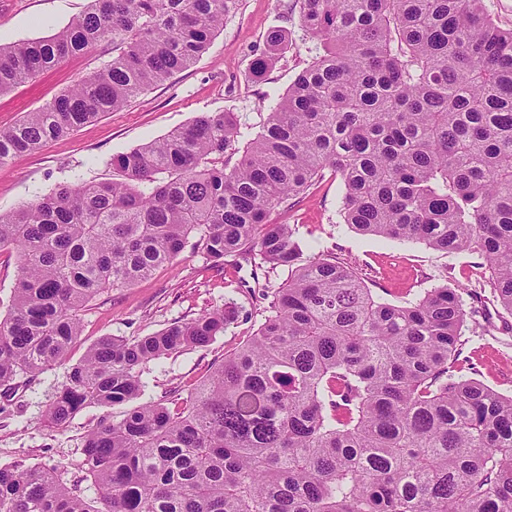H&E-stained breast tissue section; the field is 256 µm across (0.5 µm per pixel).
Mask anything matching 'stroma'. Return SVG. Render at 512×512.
Instances as JSON below:
<instances>
[{"label":"stroma","instance_id":"35a3bbf8","mask_svg":"<svg viewBox=\"0 0 512 512\" xmlns=\"http://www.w3.org/2000/svg\"><path fill=\"white\" fill-rule=\"evenodd\" d=\"M88 5L89 0H0V45L52 36ZM277 27L288 28L292 44L262 79H254L251 62L268 32ZM308 44L295 0H238L194 65L145 91L122 110L82 126L36 154L0 165V211L16 210L60 184L111 180L114 156L160 139L203 112H232L242 124H262L268 106L287 92L305 67ZM111 58V49L87 50L0 95V129L52 101ZM343 192L339 176L326 173L290 206L272 211L270 219L296 225L308 254L331 252L355 263L368 288L385 301L440 284L477 293L482 309L467 317L460 358L477 370L485 384L512 395V315L495 301L482 259L470 252L445 253L417 242L357 234L340 217ZM255 270L251 261L219 269L201 255L183 251L135 286L97 296L82 315L81 334L70 358L78 360L103 336H145L211 307L229 302L244 307L249 318L239 320L209 346L154 365L147 399L185 395L258 327L260 317L249 295ZM65 374V367H55L28 381L12 400L0 399V465L59 469L67 485L78 486L92 499L98 489L81 467L82 444L99 410L82 411L60 430L45 423L54 387Z\"/></svg>","mask_w":512,"mask_h":512}]
</instances>
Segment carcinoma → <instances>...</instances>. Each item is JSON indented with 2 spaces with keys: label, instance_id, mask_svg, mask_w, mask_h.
Masks as SVG:
<instances>
[{
  "label": "carcinoma",
  "instance_id": "cac0c4a2",
  "mask_svg": "<svg viewBox=\"0 0 512 512\" xmlns=\"http://www.w3.org/2000/svg\"><path fill=\"white\" fill-rule=\"evenodd\" d=\"M298 2L310 60L257 128L204 112L113 157L108 182L0 212V251L18 268L0 316L6 391L66 361L97 295L188 245L215 267L256 251L288 272L258 291L257 330L186 396L88 431L98 498L55 468L0 466V512H512V395L457 375L463 293L443 284L386 302L351 264L307 254L295 225L269 222L330 170L351 229L478 255L512 313V28L484 0ZM235 5L91 0L55 35L0 47V95L112 47L102 69L0 130V164L190 67ZM288 44L271 30L256 75ZM239 317L230 303L101 338L55 387L47 426L141 399L152 365Z\"/></svg>",
  "mask_w": 512,
  "mask_h": 512
}]
</instances>
